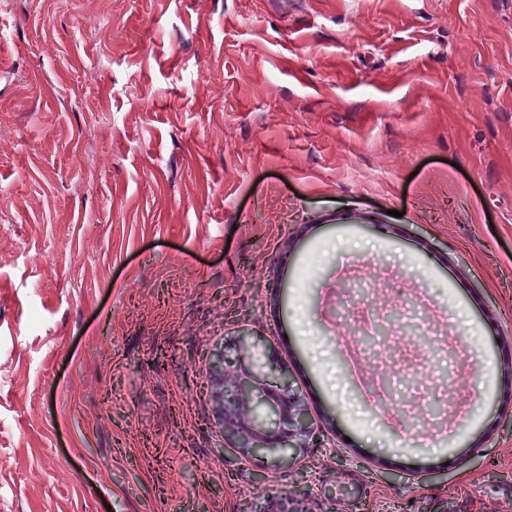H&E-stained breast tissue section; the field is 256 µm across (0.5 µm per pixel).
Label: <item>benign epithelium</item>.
Listing matches in <instances>:
<instances>
[{
    "instance_id": "benign-epithelium-1",
    "label": "benign epithelium",
    "mask_w": 512,
    "mask_h": 512,
    "mask_svg": "<svg viewBox=\"0 0 512 512\" xmlns=\"http://www.w3.org/2000/svg\"><path fill=\"white\" fill-rule=\"evenodd\" d=\"M238 346L247 362L231 369L219 358L210 374L224 439L237 441L248 455H274L286 462L304 447L310 429L304 408L291 393L286 373L280 374V388H270L266 366L254 359L258 344L252 337L240 335Z\"/></svg>"
}]
</instances>
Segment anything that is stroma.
Listing matches in <instances>:
<instances>
[{"label":"stroma","instance_id":"1","mask_svg":"<svg viewBox=\"0 0 512 512\" xmlns=\"http://www.w3.org/2000/svg\"><path fill=\"white\" fill-rule=\"evenodd\" d=\"M242 332L288 465L220 432ZM285 492L512 512V0H0V512Z\"/></svg>","mask_w":512,"mask_h":512}]
</instances>
